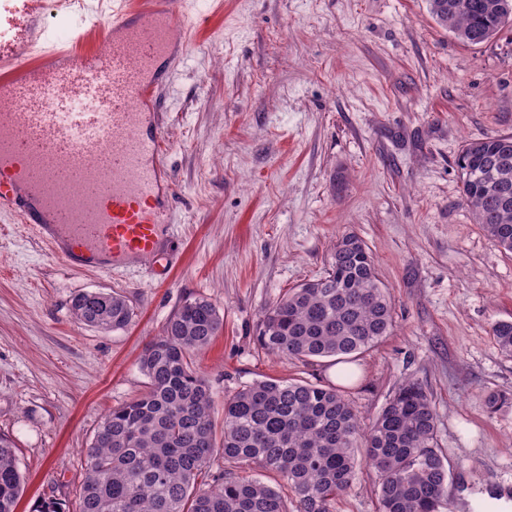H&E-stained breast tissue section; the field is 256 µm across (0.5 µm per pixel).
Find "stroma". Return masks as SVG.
Wrapping results in <instances>:
<instances>
[{"mask_svg": "<svg viewBox=\"0 0 512 512\" xmlns=\"http://www.w3.org/2000/svg\"><path fill=\"white\" fill-rule=\"evenodd\" d=\"M114 0H60L65 34L108 21ZM197 33L171 73L162 149L174 183L175 264L79 272L0 209V433L25 487L15 512L74 503L106 413L136 397L138 365L186 300L208 297L224 328L194 358L223 402L265 377L338 385L335 361L275 358L256 340L264 310L329 267L358 235L392 297L394 331L343 385L370 423L409 380L430 392L450 470L448 512H512V357L491 326L512 320V253L475 224L460 192L462 146L512 135V30L467 46L429 0H185ZM116 292L131 324L77 322L71 301ZM506 403L489 410L490 394Z\"/></svg>", "mask_w": 512, "mask_h": 512, "instance_id": "obj_1", "label": "stroma"}]
</instances>
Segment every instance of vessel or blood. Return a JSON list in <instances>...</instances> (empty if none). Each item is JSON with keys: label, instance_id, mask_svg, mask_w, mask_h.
<instances>
[{"label": "vessel or blood", "instance_id": "obj_1", "mask_svg": "<svg viewBox=\"0 0 512 512\" xmlns=\"http://www.w3.org/2000/svg\"><path fill=\"white\" fill-rule=\"evenodd\" d=\"M119 4L92 50L96 21L53 48V0H0V208L82 271L157 256L172 219L159 89L189 45L175 36L182 0ZM87 94L94 110L75 111Z\"/></svg>", "mask_w": 512, "mask_h": 512}]
</instances>
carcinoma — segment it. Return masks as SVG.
<instances>
[{"label":"carcinoma","instance_id":"cac0c4a2","mask_svg":"<svg viewBox=\"0 0 512 512\" xmlns=\"http://www.w3.org/2000/svg\"><path fill=\"white\" fill-rule=\"evenodd\" d=\"M436 22L468 45L512 26V0H430ZM456 165L475 223L512 253V136L465 143ZM71 311L86 326L120 330L133 309L124 296L80 293ZM223 330L206 297L185 300L144 347L140 396L112 408L86 449L75 512H334L359 473L375 477L379 512H447L448 464L435 439L438 415L426 388L403 384L361 425L343 390L298 379L256 380L224 398L216 430L214 392L192 357ZM393 330L392 302L369 248L353 233L336 242L324 276L286 291L263 313L257 341L267 353L305 361L356 357ZM492 336L512 356V321ZM217 468L218 485L205 483ZM278 476L281 489L248 475ZM22 476L0 435V512H15Z\"/></svg>","mask_w":512,"mask_h":512}]
</instances>
